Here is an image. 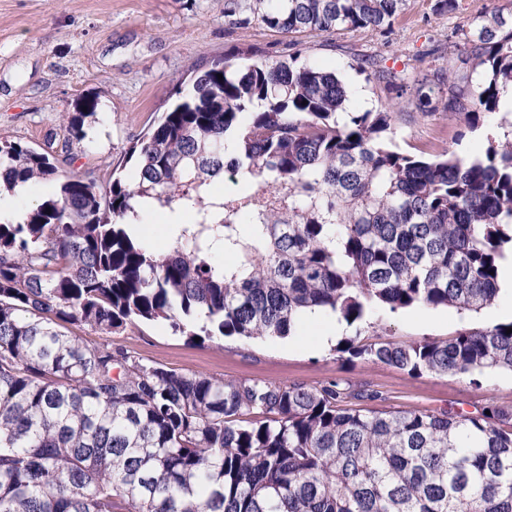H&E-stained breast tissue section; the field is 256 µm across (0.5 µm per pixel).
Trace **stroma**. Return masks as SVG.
<instances>
[{"label": "stroma", "mask_w": 512, "mask_h": 512, "mask_svg": "<svg viewBox=\"0 0 512 512\" xmlns=\"http://www.w3.org/2000/svg\"><path fill=\"white\" fill-rule=\"evenodd\" d=\"M227 0H0V141L35 149L52 147L72 157V170H92L108 180L128 148L186 91L197 71L226 55L236 63L283 59L299 50L303 59L336 72L360 90L357 111L379 110L396 100L395 86L368 78L356 63L374 59L378 69L434 74L440 61L430 51L453 29L470 26L484 9L512 11V0H460L454 13L436 11V0H408L407 9L386 34L341 30L292 37L257 21L238 24L225 14ZM83 98L98 102L90 139L69 142L62 113ZM401 152L448 151L463 159L483 156L489 137L512 129V112H498L468 130L445 112L424 113L403 104L394 118ZM512 320V299L497 297L474 315L453 308L378 314L359 333L408 344L448 339L463 327ZM321 325L303 323L295 335L254 340L227 338L190 342L163 323L127 326L108 341L143 362L180 372L226 380L301 383L320 388L379 392L391 411L434 414L477 413L493 404L512 410V373L481 376L411 375L364 358L340 357L333 345L318 344Z\"/></svg>", "instance_id": "35a3bbf8"}]
</instances>
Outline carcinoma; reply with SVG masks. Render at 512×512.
<instances>
[{"mask_svg":"<svg viewBox=\"0 0 512 512\" xmlns=\"http://www.w3.org/2000/svg\"><path fill=\"white\" fill-rule=\"evenodd\" d=\"M290 37L383 33L408 0H247ZM453 31L443 110L469 128L512 85V14ZM434 110L428 75H384ZM223 79H218V75ZM335 72L217 60L101 186L48 150L0 142V191L50 187L0 215V512H512V412L388 411L332 383L219 380L141 362L110 336L166 322L189 340L285 337L309 313L477 314L512 246V136L470 161L393 145L395 103L350 112ZM98 102L64 113L82 142ZM229 174L236 186L209 193ZM191 214L165 253L126 227L154 206ZM235 257L227 264L224 258ZM74 325L88 337L68 332ZM512 321L446 341L360 344L352 357L412 375L512 371Z\"/></svg>","mask_w":512,"mask_h":512,"instance_id":"cac0c4a2","label":"carcinoma"}]
</instances>
